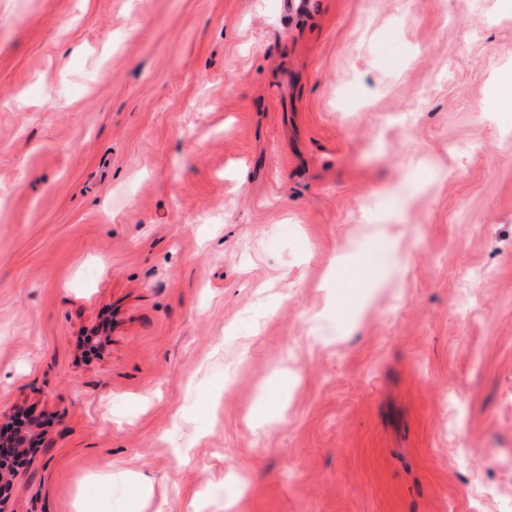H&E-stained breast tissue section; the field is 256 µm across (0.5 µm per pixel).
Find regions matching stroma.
I'll use <instances>...</instances> for the list:
<instances>
[{
    "label": "stroma",
    "mask_w": 512,
    "mask_h": 512,
    "mask_svg": "<svg viewBox=\"0 0 512 512\" xmlns=\"http://www.w3.org/2000/svg\"><path fill=\"white\" fill-rule=\"evenodd\" d=\"M507 82L512 0H0L6 512H505ZM12 446L17 448L20 453H24L27 450L22 436L15 438ZM14 448L6 447L4 445L0 447V468H7L9 473H14L18 467L27 462L26 457L22 459L17 458Z\"/></svg>",
    "instance_id": "1"
}]
</instances>
